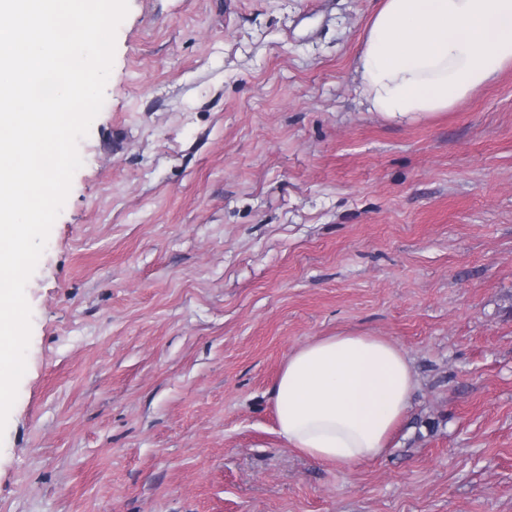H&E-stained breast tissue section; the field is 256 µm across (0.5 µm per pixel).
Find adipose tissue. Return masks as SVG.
Masks as SVG:
<instances>
[{"label": "adipose tissue", "mask_w": 512, "mask_h": 512, "mask_svg": "<svg viewBox=\"0 0 512 512\" xmlns=\"http://www.w3.org/2000/svg\"><path fill=\"white\" fill-rule=\"evenodd\" d=\"M512 67V0H382L354 60L368 111L445 112ZM416 380L391 342L323 336L290 352L272 390L277 434L302 456L349 468L382 457Z\"/></svg>", "instance_id": "adipose-tissue-1"}]
</instances>
